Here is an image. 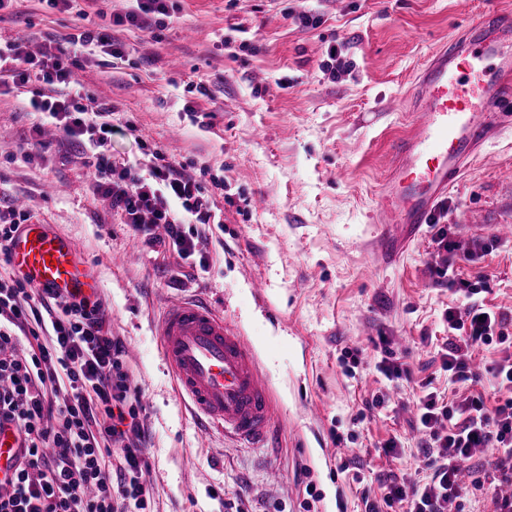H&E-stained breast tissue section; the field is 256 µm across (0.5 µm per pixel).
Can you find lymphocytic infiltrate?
<instances>
[{
    "mask_svg": "<svg viewBox=\"0 0 512 512\" xmlns=\"http://www.w3.org/2000/svg\"><path fill=\"white\" fill-rule=\"evenodd\" d=\"M169 15L167 0H137L112 23L152 32ZM92 46L117 60L125 56L122 42L80 26L39 56L22 39L0 46V77L18 87L36 83L30 107L88 151L94 192L111 200L135 235L148 243L153 228L164 226L172 248L191 258L196 239L221 221L214 195L224 183L208 180L205 165L187 173L144 141L142 153L154 160L146 170L107 153L112 106L95 102L79 79L82 52ZM438 275L465 301L444 315L443 369L452 383L474 382V348L500 344L503 355L492 372L506 395L493 406L480 394L454 404L434 392L420 397L417 422L430 474L422 483L386 479L381 496L364 495V512H445L462 493L461 461L488 448L496 452L492 481L512 485V315L478 304L453 266ZM142 411L125 341L107 328L98 299L71 300L0 277V430H13L17 441L0 470V512H151Z\"/></svg>",
    "mask_w": 512,
    "mask_h": 512,
    "instance_id": "obj_1",
    "label": "lymphocytic infiltrate"
}]
</instances>
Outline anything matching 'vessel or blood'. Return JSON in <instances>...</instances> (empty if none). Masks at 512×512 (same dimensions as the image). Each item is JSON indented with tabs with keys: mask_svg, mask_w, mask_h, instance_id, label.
I'll return each mask as SVG.
<instances>
[{
	"mask_svg": "<svg viewBox=\"0 0 512 512\" xmlns=\"http://www.w3.org/2000/svg\"><path fill=\"white\" fill-rule=\"evenodd\" d=\"M412 124L395 141L396 175L377 200L399 224L431 223L435 207L467 163L512 126V17L486 13L462 20L409 91ZM12 267L31 286L94 296L100 281L73 239L49 224L20 225ZM163 359L197 420L240 439L263 441L274 408L255 353L209 303L181 300L159 322Z\"/></svg>",
	"mask_w": 512,
	"mask_h": 512,
	"instance_id": "b4317fda",
	"label": "vessel or blood"
}]
</instances>
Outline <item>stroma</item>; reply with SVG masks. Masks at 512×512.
<instances>
[{"instance_id": "35a3bbf8", "label": "stroma", "mask_w": 512, "mask_h": 512, "mask_svg": "<svg viewBox=\"0 0 512 512\" xmlns=\"http://www.w3.org/2000/svg\"><path fill=\"white\" fill-rule=\"evenodd\" d=\"M130 5L78 0L81 20L44 0H11L0 42L26 39L37 55L47 35L82 23L124 43L119 63L89 54L80 80L112 104L114 122L137 127L113 137L112 155L147 165L141 138L223 179V223L197 243L207 265L178 257L161 228L158 243L143 244L93 193L82 149L42 124L23 88L0 89V198L23 209L21 223L69 235L97 272L145 407L153 512H226L228 500L245 512H363L364 491L387 475H426L422 383L457 399L495 396L498 345L475 349L480 378L469 387L441 365L444 314L458 301L436 269L451 261L477 301L512 311V238L496 232L512 224V183L498 171L512 167V127L487 147L498 167L471 162L443 199L453 253L437 251L432 225L387 224L375 209L395 168L392 145L410 128V80L462 17L512 14V0H171L155 35L113 25ZM303 12L316 27L293 23ZM332 49L350 63L334 78L321 68ZM194 297L251 343L275 400L272 442L201 431L180 398L158 322L170 303ZM384 341L401 377L376 368ZM380 394L384 407L371 408ZM390 440L396 452L384 451Z\"/></svg>"}]
</instances>
